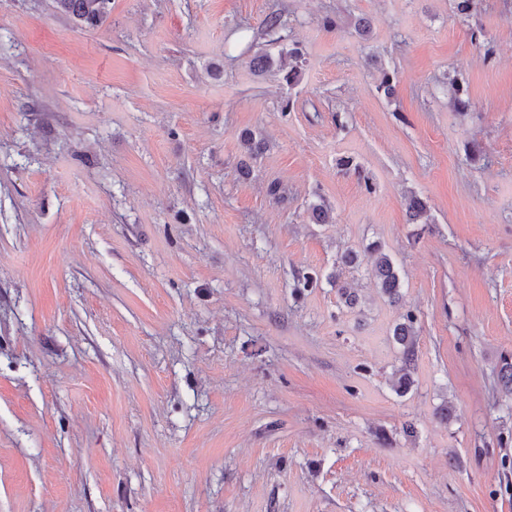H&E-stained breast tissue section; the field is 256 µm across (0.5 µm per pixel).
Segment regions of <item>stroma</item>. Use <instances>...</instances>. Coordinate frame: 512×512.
<instances>
[{"mask_svg":"<svg viewBox=\"0 0 512 512\" xmlns=\"http://www.w3.org/2000/svg\"><path fill=\"white\" fill-rule=\"evenodd\" d=\"M510 353L512 0H0V512H512ZM57 12L72 18L81 28L99 27L110 11L111 0H54ZM304 54L298 44L288 45V50L282 49L276 63V71L283 73V80L288 85L297 82L301 66L303 65ZM367 251L380 292L391 301L399 300L402 285L392 258L378 244H372ZM402 322L396 324L393 330L395 341L400 345V354L402 366L398 370V379L396 382V390L400 393H406L412 386L411 369L413 368L416 358V322L415 315L408 312L403 315Z\"/></svg>","mask_w":512,"mask_h":512,"instance_id":"35a3bbf8","label":"stroma"}]
</instances>
